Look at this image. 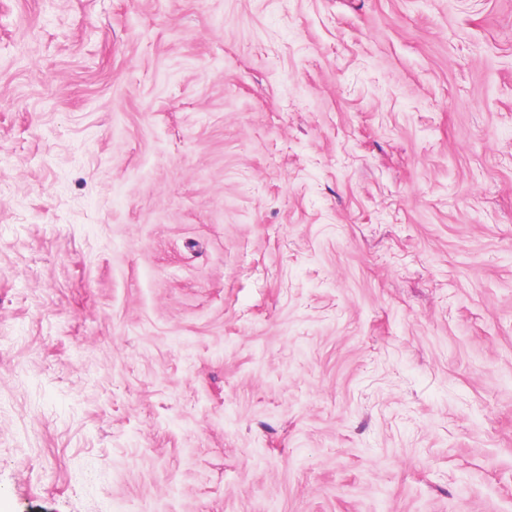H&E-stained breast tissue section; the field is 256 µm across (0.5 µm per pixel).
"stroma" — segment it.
<instances>
[{
    "label": "stroma",
    "instance_id": "stroma-1",
    "mask_svg": "<svg viewBox=\"0 0 512 512\" xmlns=\"http://www.w3.org/2000/svg\"><path fill=\"white\" fill-rule=\"evenodd\" d=\"M0 512H512V0H0Z\"/></svg>",
    "mask_w": 512,
    "mask_h": 512
}]
</instances>
